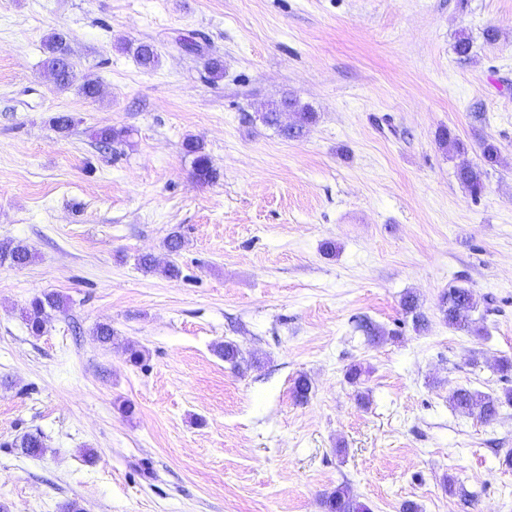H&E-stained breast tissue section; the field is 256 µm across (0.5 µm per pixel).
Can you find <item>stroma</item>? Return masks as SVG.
Listing matches in <instances>:
<instances>
[{"mask_svg":"<svg viewBox=\"0 0 512 512\" xmlns=\"http://www.w3.org/2000/svg\"><path fill=\"white\" fill-rule=\"evenodd\" d=\"M57 30L99 98L57 89L42 50ZM139 42L156 69L127 51ZM288 93L317 114L296 140L260 119ZM105 126L128 132L116 150L92 137ZM189 136L217 181L194 178ZM487 138L501 157L476 199L456 170ZM3 239L34 254L0 267L5 512H323L341 483L371 512H512V406L487 424L448 402L501 392L512 356V0H0ZM451 287L476 297L475 329L443 321ZM51 290L67 308L30 335L22 310ZM99 323L144 361L101 344ZM225 341L252 365L224 362ZM26 433L43 454L14 448Z\"/></svg>","mask_w":512,"mask_h":512,"instance_id":"obj_1","label":"stroma"}]
</instances>
